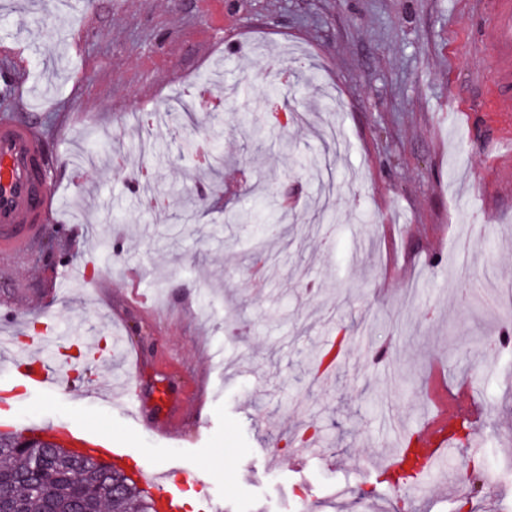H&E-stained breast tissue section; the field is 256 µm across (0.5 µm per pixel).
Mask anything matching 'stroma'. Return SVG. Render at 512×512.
<instances>
[{
    "instance_id": "35a3bbf8",
    "label": "stroma",
    "mask_w": 512,
    "mask_h": 512,
    "mask_svg": "<svg viewBox=\"0 0 512 512\" xmlns=\"http://www.w3.org/2000/svg\"><path fill=\"white\" fill-rule=\"evenodd\" d=\"M92 14L81 44L73 27ZM0 118L45 139L65 229L0 266V318L51 323L42 354L106 342L121 308L140 348L144 422L119 400L79 386L30 392L0 407L17 432L67 423L126 448L127 465L211 469L178 482L180 512H456L457 474L498 468L512 449V359L488 347L512 328V150L497 145L493 113L478 105L487 61L474 0H0ZM95 64L84 73L85 61ZM224 81L216 174L204 178L171 134L150 156L131 151L130 113L181 96L184 80ZM296 108L299 121L252 123ZM208 202L175 222L141 203L136 167ZM273 212L277 273L249 287L255 231L239 217ZM482 235L470 264L482 289L462 296L455 256L463 226ZM112 273L110 306L92 282ZM57 289L44 311V292ZM350 336L337 369L317 378L311 353ZM173 363H159L161 353ZM207 394L180 442L153 432L181 404L196 371ZM470 386L483 438L407 489L374 460L434 411L433 373ZM319 459L276 444L307 426Z\"/></svg>"
}]
</instances>
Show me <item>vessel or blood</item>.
Instances as JSON below:
<instances>
[{"mask_svg": "<svg viewBox=\"0 0 512 512\" xmlns=\"http://www.w3.org/2000/svg\"><path fill=\"white\" fill-rule=\"evenodd\" d=\"M482 45L490 64L482 91L484 111L496 113L501 124L512 123V0H485L481 13ZM49 158L40 133L32 126L9 119L0 120V264H14L26 259L29 251L48 229L56 227L58 212L55 187L48 176ZM133 363L122 380L124 408L140 419L141 403L137 382L142 368L140 352H132ZM14 370L30 391L54 389L69 380L66 367L49 369L40 350L17 357ZM438 412L424 423L415 435L422 453V467L432 470L451 449L449 415L479 422L480 408L474 402L457 405L456 399L443 395L437 400ZM189 408H173L161 427L168 439L179 437L183 423L192 420ZM57 433L80 443L94 455L114 461L125 459L126 451L114 442L91 435L72 425L57 426ZM140 485L157 490L162 512H178L179 504L172 489L173 474L142 466L138 471Z\"/></svg>", "mask_w": 512, "mask_h": 512, "instance_id": "b4317fda", "label": "vessel or blood"}]
</instances>
